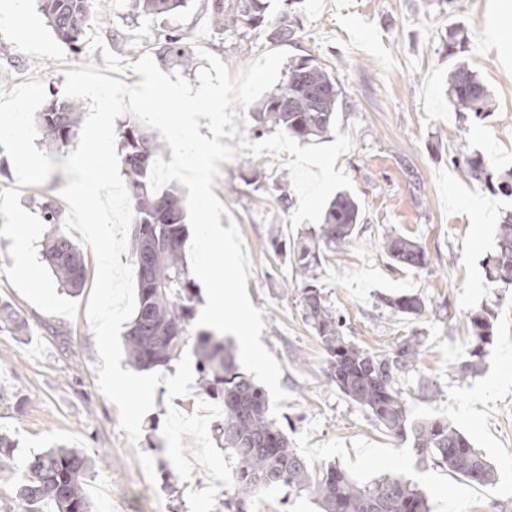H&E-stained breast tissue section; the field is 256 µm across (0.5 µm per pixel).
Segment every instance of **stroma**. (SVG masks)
<instances>
[{"label": "stroma", "mask_w": 512, "mask_h": 512, "mask_svg": "<svg viewBox=\"0 0 512 512\" xmlns=\"http://www.w3.org/2000/svg\"><path fill=\"white\" fill-rule=\"evenodd\" d=\"M211 4L188 0L175 17L133 19L123 0H94V23L75 53L28 0L23 22L40 38L19 42L14 28L0 22V89L37 78L61 100L66 71L87 64L137 84L132 63L154 55L173 25L233 72L277 48L326 66L340 91L335 126L309 141L277 130L258 137L251 131L256 107L248 105L229 141L234 154L220 163L213 186L228 211L221 225L236 224L241 233L251 262L247 293L263 311L260 341L279 362L280 385L290 395L278 421L298 453L340 466L358 485L399 474L427 495L432 512H512V285L489 283L482 267L503 217L512 213V0H268L269 24L284 16L294 28L283 43L261 29L211 27L198 38ZM454 30L467 35L464 48H450ZM492 30L501 32L499 44L489 43ZM460 64L487 86L488 115L449 102L448 79ZM461 153L482 156L485 180L453 164ZM282 177L291 197L286 209L275 191ZM67 182L58 169L40 185L19 186L0 147V305L26 324L21 334L0 331V431L17 442L11 469L33 451L77 448L90 460L92 512H189L188 491L208 475L199 465L186 481L161 470L162 429L168 406L195 412L203 381L194 377L190 392L173 399L158 386L137 442L120 429L116 406L99 388L100 358L86 317L93 252L81 249L86 277L76 295L60 290L41 264L48 228L35 203L49 196L67 211L60 198ZM341 191L356 198L362 220L350 246L325 252L318 285L342 315L348 339L363 349L383 353L395 339L418 333L420 361L397 378L409 417L445 419L466 434L493 466V483L476 485L421 459L411 442L391 438L327 382L324 353L300 312V277L270 236L292 243L322 222ZM20 220L38 227L30 247L41 264L38 289L16 273L13 240L4 230ZM388 230L423 246L429 268H394L382 248ZM403 294L421 295L437 309L412 320L380 303ZM483 306L495 312L492 342L481 372L466 374L457 365L468 347V316ZM247 512L321 510L307 493L280 486L250 501Z\"/></svg>", "instance_id": "1"}]
</instances>
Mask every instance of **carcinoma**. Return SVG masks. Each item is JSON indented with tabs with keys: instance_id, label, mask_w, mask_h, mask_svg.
<instances>
[{
	"instance_id": "1",
	"label": "carcinoma",
	"mask_w": 512,
	"mask_h": 512,
	"mask_svg": "<svg viewBox=\"0 0 512 512\" xmlns=\"http://www.w3.org/2000/svg\"><path fill=\"white\" fill-rule=\"evenodd\" d=\"M124 2L133 18L168 15L186 5V0ZM39 7L57 37L70 48H79L91 25V0H39ZM212 9L214 25L220 29L244 33L267 23V0H237L232 10L224 9V0H215ZM158 53L186 69L193 67L192 51L179 29L165 34ZM339 95L332 73L313 58L302 56L289 65L282 85L253 113L254 132L260 136L264 129H278L301 139L320 137L336 122ZM448 98L456 108L477 116L489 111L487 87L463 65L450 75ZM81 120L80 107L73 101L53 100L35 115L44 142L58 151L72 143ZM119 144L133 211L131 260L138 283V305L125 335L129 363L142 370L166 368L185 347L193 346L205 392L223 407L224 420L216 429V438L237 461L234 497L224 501L225 510L243 512L246 499L284 485L311 493L322 512H430L426 494L402 476L387 474L374 485L361 487L334 464L312 465L290 446L288 433L269 416L264 390L239 371L233 343L211 332L190 336L197 294L185 259V200L173 183L157 192L150 188L151 168L164 153L157 135L125 119L119 123ZM453 163L464 165L477 179L486 173L479 157L462 155ZM35 207L43 223L50 225L43 261L59 285L75 295L86 275L80 251L65 233L52 198L36 202ZM359 223L357 200L348 192H339L323 223L309 228L290 251L301 277L302 317L321 343L328 382L367 410L392 437L402 442L412 439L418 455L471 482H492L490 462L448 421H409L406 398L396 383L399 374L412 370L419 361V336L410 333L398 338L383 354L360 348L345 336L342 318L327 304L316 283L324 251L345 249ZM382 248L396 267L429 268L425 249L401 234L385 232ZM485 271L489 282L512 285L511 214L499 225L496 249L487 258ZM382 303L411 319L437 308L417 294L385 297ZM493 317V310L485 306L469 314L470 341L461 371L481 369L491 343ZM89 467L83 451L57 446L31 455L11 476L28 512H39L45 504L49 512H90L85 491Z\"/></svg>"
}]
</instances>
